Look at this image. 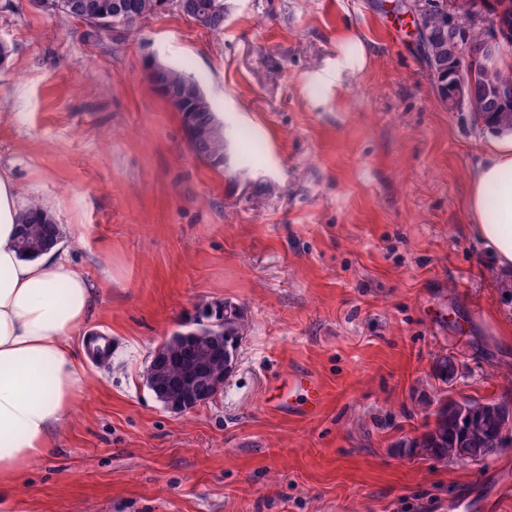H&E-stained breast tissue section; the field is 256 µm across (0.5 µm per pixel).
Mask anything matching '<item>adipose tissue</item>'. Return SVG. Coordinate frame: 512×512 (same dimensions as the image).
I'll use <instances>...</instances> for the list:
<instances>
[{"label":"adipose tissue","mask_w":512,"mask_h":512,"mask_svg":"<svg viewBox=\"0 0 512 512\" xmlns=\"http://www.w3.org/2000/svg\"><path fill=\"white\" fill-rule=\"evenodd\" d=\"M466 207L498 269L512 272V133L489 142ZM16 189L0 172V486L50 455L86 375L71 345L92 314L95 294L58 242L35 258L15 247Z\"/></svg>","instance_id":"adipose-tissue-1"}]
</instances>
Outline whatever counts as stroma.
Here are the masks:
<instances>
[{
    "instance_id": "35a3bbf8",
    "label": "stroma",
    "mask_w": 512,
    "mask_h": 512,
    "mask_svg": "<svg viewBox=\"0 0 512 512\" xmlns=\"http://www.w3.org/2000/svg\"><path fill=\"white\" fill-rule=\"evenodd\" d=\"M431 2L224 0L219 34L170 6L104 47L33 0L0 10V171L97 292L81 399L0 512H512V446L403 450L441 396L512 401V275L465 208L490 131L436 93L413 21ZM151 60L200 81L223 167ZM225 303L246 332L223 395L169 412L154 349ZM287 370L324 384L315 416L265 407Z\"/></svg>"
}]
</instances>
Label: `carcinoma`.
<instances>
[{"mask_svg": "<svg viewBox=\"0 0 512 512\" xmlns=\"http://www.w3.org/2000/svg\"><path fill=\"white\" fill-rule=\"evenodd\" d=\"M117 0H43L42 7L55 12L66 21L85 26V37L95 43L113 39L112 5ZM136 4L139 18L147 19L163 10L164 0H132ZM201 8L211 13L210 31H224V0H198ZM498 32L512 45V0H495ZM447 11L440 5L418 15L421 49L426 60L437 64V90L445 97L441 83L448 79V31L441 29V17ZM500 46H484L477 41L467 68L474 79L480 104L473 107L477 120L491 122L500 129H512V95L494 97L488 90L495 84L512 88V71L500 69L495 58ZM150 83L162 82L182 90L184 107L179 109L188 139L204 142L207 153L200 159L215 166H224V152L227 143L224 126L220 122L215 106L204 93L201 85L184 70L163 65L153 67L148 75ZM55 223L54 217L40 204L33 202L21 214L22 229L17 240L18 250L26 256H37L44 251L47 226ZM224 321V343L237 344L242 336L241 315L235 309H224V316L204 308L196 325L214 324ZM434 422L427 424L420 435V442H411L409 451L419 455L448 458L461 463L483 461L503 447L500 438V420L497 411L483 403L463 400L461 410H456L454 401L440 398L433 412Z\"/></svg>", "mask_w": 512, "mask_h": 512, "instance_id": "obj_1", "label": "carcinoma"}]
</instances>
